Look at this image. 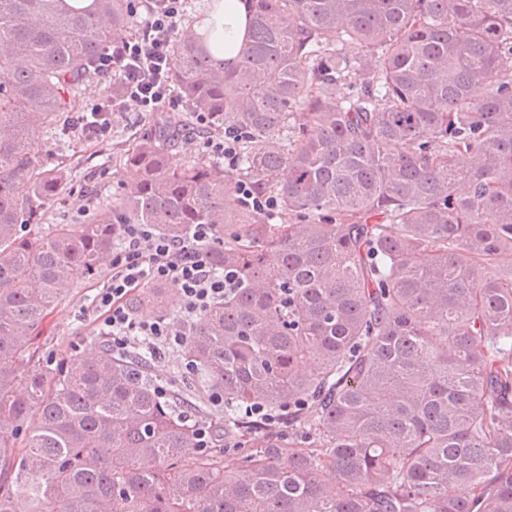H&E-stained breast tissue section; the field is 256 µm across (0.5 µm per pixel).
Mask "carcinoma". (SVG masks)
I'll return each mask as SVG.
<instances>
[{
	"instance_id": "1",
	"label": "carcinoma",
	"mask_w": 512,
	"mask_h": 512,
	"mask_svg": "<svg viewBox=\"0 0 512 512\" xmlns=\"http://www.w3.org/2000/svg\"><path fill=\"white\" fill-rule=\"evenodd\" d=\"M245 3L236 57L212 25L173 42L170 79L243 133L274 214L224 208V168L177 150L191 117L162 115L115 197L44 233L67 183L29 142L76 112L131 0H0V512H512V0ZM122 224L214 226L239 286L184 355L235 447L186 455L196 416L143 355L45 362L39 328ZM254 404L288 407L289 448Z\"/></svg>"
}]
</instances>
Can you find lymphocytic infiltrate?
<instances>
[{
	"mask_svg": "<svg viewBox=\"0 0 512 512\" xmlns=\"http://www.w3.org/2000/svg\"><path fill=\"white\" fill-rule=\"evenodd\" d=\"M137 2L145 15L136 30L111 41L93 64L99 82L119 84L122 92L107 100L87 99L72 126L76 136L107 141L112 132V115L122 111L126 102H134L140 111L154 112L177 101L168 74L173 35L187 0ZM213 238L214 228L209 224L194 225L185 239L160 235L149 224L123 225L121 241L112 251L108 284L83 310L113 351L141 350L157 357L164 351L181 348L200 316L223 302L235 287L237 276L208 262L201 246ZM156 284L176 288L180 300L176 319L160 316L143 320L135 316L130 306L135 291Z\"/></svg>",
	"mask_w": 512,
	"mask_h": 512,
	"instance_id": "1",
	"label": "lymphocytic infiltrate"
}]
</instances>
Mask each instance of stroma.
Returning <instances> with one entry per match:
<instances>
[{
    "instance_id": "stroma-1",
    "label": "stroma",
    "mask_w": 512,
    "mask_h": 512,
    "mask_svg": "<svg viewBox=\"0 0 512 512\" xmlns=\"http://www.w3.org/2000/svg\"><path fill=\"white\" fill-rule=\"evenodd\" d=\"M155 118L154 113L139 111L135 103H126L123 111L112 115V137L108 142L81 141L68 134L53 138L38 137L33 152L50 168L64 172L66 194L44 208L43 224H75L102 207L116 191L119 163L123 153L142 135ZM107 273L91 277L76 271L67 296L46 320L40 335L45 360L55 364L74 355L96 351L101 343L81 309L102 288Z\"/></svg>"
}]
</instances>
